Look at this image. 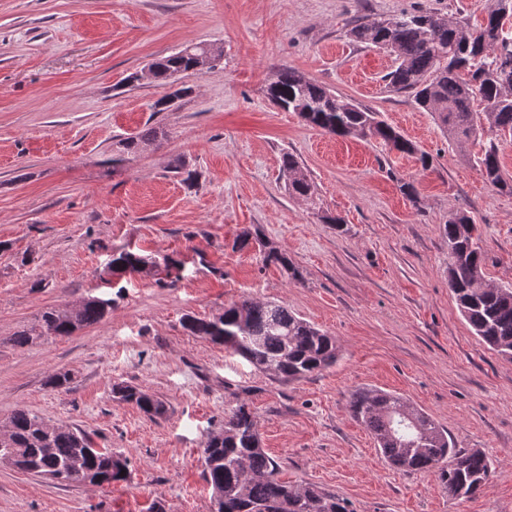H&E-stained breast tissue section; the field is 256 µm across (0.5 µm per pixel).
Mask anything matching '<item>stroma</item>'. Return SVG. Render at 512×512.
<instances>
[{"label":"stroma","mask_w":512,"mask_h":512,"mask_svg":"<svg viewBox=\"0 0 512 512\" xmlns=\"http://www.w3.org/2000/svg\"><path fill=\"white\" fill-rule=\"evenodd\" d=\"M420 8L475 25L485 0H0V416L23 406L79 429L129 470L102 487L61 486L0 463V512H213L200 451L239 401L282 480L337 493L354 512H512V358L462 317L443 235L450 213H467L485 281L512 285V193L474 160L494 136L450 141L412 95L388 88L393 57L347 36L355 21ZM191 43L221 47L220 65L171 85L144 77ZM284 67L379 112L418 155L278 109L267 87ZM177 87L186 95L157 110ZM149 127L162 138L113 163L119 140ZM497 141L512 175V139ZM286 153L309 196L289 194ZM246 229L287 252L298 276L237 248ZM128 247L182 260L179 280L104 284L110 255ZM91 296L112 301L99 323L13 346L43 311ZM246 297L335 336L336 365L280 382L183 326ZM60 372L67 383L50 386ZM118 381L164 401V416L115 399ZM362 386L403 395L457 447L481 449L488 483L455 498L433 473L392 469L347 412Z\"/></svg>","instance_id":"35a3bbf8"}]
</instances>
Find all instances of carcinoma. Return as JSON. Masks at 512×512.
Segmentation results:
<instances>
[{
  "label": "carcinoma",
  "mask_w": 512,
  "mask_h": 512,
  "mask_svg": "<svg viewBox=\"0 0 512 512\" xmlns=\"http://www.w3.org/2000/svg\"><path fill=\"white\" fill-rule=\"evenodd\" d=\"M503 0H487L486 17L470 26L429 9L405 11L391 19H375L352 26L348 35L356 43L374 45L394 57L385 80L395 91L409 92L416 104L437 114L453 139L470 138L477 128L512 135V88L499 80L501 65L512 64V33L500 20ZM222 56L215 45L189 44L155 64L153 79L168 83L175 71L188 72L199 64H211ZM268 95L279 107L297 112L304 121L336 136L359 135L383 141L403 154L418 148L395 128L379 119V113L336 98L325 87L295 70L281 68L268 86ZM158 131L150 127L121 141L127 153L154 141ZM420 154V153H418ZM423 168L430 159L420 154ZM288 192L307 196L311 185L298 160L282 158ZM482 179L500 191L512 192V178L502 170L499 145L481 148L476 159ZM448 240V288L468 325L490 349L512 358V287L483 284L486 255L475 236L471 217L456 211L443 227ZM258 242L263 262L298 270L278 247L242 231L236 245ZM156 266L131 250L112 254L105 274L112 278L142 273ZM108 310L95 297L78 309L57 308L41 316L40 330H23L12 338L23 348L43 336L68 337L101 321ZM184 328L192 336L224 346L246 360L254 370L280 382H292L319 374L336 364V338L310 324L287 307L274 302L244 298L212 318L187 316ZM119 399L135 404L152 417L165 414L163 401L124 382L112 386ZM347 410L374 437L377 450L388 464L404 472L435 474L448 494L469 497L489 481L493 462L478 448L461 449L448 431L408 399L390 392L357 388L349 394ZM12 428L0 437V457L9 456L24 473L53 474L62 485L78 484L68 475L75 456L98 486L124 481L114 469L111 453L94 447L90 437L74 428L46 424L40 415L22 407L11 413ZM203 475L212 489L216 512H352L339 495L312 486L290 485L278 478L279 464L262 448L256 415L245 402L224 411V424L209 433L201 450Z\"/></svg>",
  "instance_id": "1"
}]
</instances>
